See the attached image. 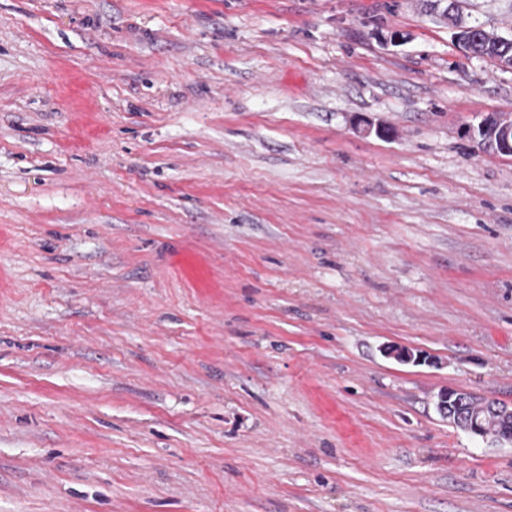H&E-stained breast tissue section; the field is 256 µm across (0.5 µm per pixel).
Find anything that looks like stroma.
<instances>
[{"label": "stroma", "mask_w": 512, "mask_h": 512, "mask_svg": "<svg viewBox=\"0 0 512 512\" xmlns=\"http://www.w3.org/2000/svg\"><path fill=\"white\" fill-rule=\"evenodd\" d=\"M511 111L424 0H0V512H512ZM466 133L477 145L487 151L512 156V114L496 112L469 125ZM471 393L448 388L439 394L437 407L439 413L448 418L449 423L454 426H459L465 431L471 433L474 436L480 437L482 441L496 442L499 444H512V434L506 433L505 435H494L492 433L485 432V422L494 418L502 416L512 415L511 407L503 405L500 402L492 399H486L482 402H478L479 414L469 415L457 411L462 405L469 407L471 401H475L472 398ZM507 416L506 419L492 426L494 432H505L512 430V416ZM480 416V418H478Z\"/></svg>", "instance_id": "1"}]
</instances>
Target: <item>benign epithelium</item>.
Masks as SVG:
<instances>
[{"instance_id": "7a95c632", "label": "benign epithelium", "mask_w": 512, "mask_h": 512, "mask_svg": "<svg viewBox=\"0 0 512 512\" xmlns=\"http://www.w3.org/2000/svg\"><path fill=\"white\" fill-rule=\"evenodd\" d=\"M440 10V17L461 29L462 40L469 53L480 45H495L498 50L496 61L505 68H512V38L486 31L480 25H465L455 13V0H430ZM466 133L477 145L487 151L512 156V114L496 112L482 118L477 125L467 127ZM472 395L463 390L448 388L439 394V413L448 418L449 423L459 426L484 441L499 444H512V434L494 435L485 432V422L494 418L512 415V408L492 399L479 403V415H469L459 411L469 406Z\"/></svg>"}]
</instances>
